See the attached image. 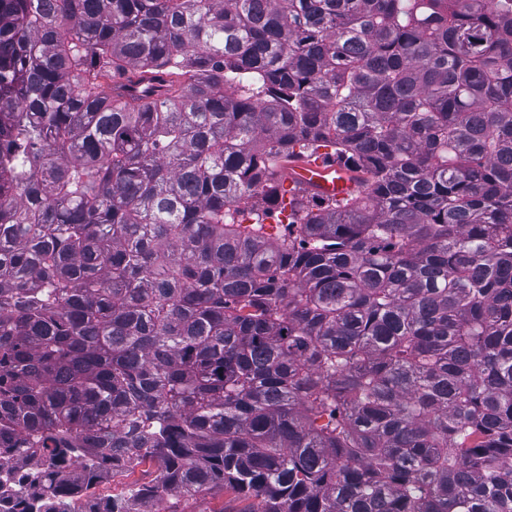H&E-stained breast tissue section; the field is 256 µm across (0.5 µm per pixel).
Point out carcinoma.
Segmentation results:
<instances>
[{
	"label": "carcinoma",
	"instance_id": "obj_1",
	"mask_svg": "<svg viewBox=\"0 0 512 512\" xmlns=\"http://www.w3.org/2000/svg\"><path fill=\"white\" fill-rule=\"evenodd\" d=\"M147 463L98 512H512V0H0V512ZM333 151L332 147H321L316 155L305 158V161L313 163L303 162L288 165L284 170L285 179L281 177L282 174L279 170L276 172L274 181L280 182L279 204L266 222L269 225L278 224L266 226L267 234L271 238L274 239L287 233L288 216L291 213L290 202L297 194L301 195L297 186L289 187L288 183L298 184L309 191L339 198L356 188V180L352 172L336 165V161H318L325 159L324 156H328L327 154L333 153ZM224 502V507L229 510H239L248 507V502H242L234 500L233 496L227 494L222 498H213L210 495L199 496L194 504L195 512H210L215 509H219Z\"/></svg>",
	"mask_w": 512,
	"mask_h": 512
}]
</instances>
